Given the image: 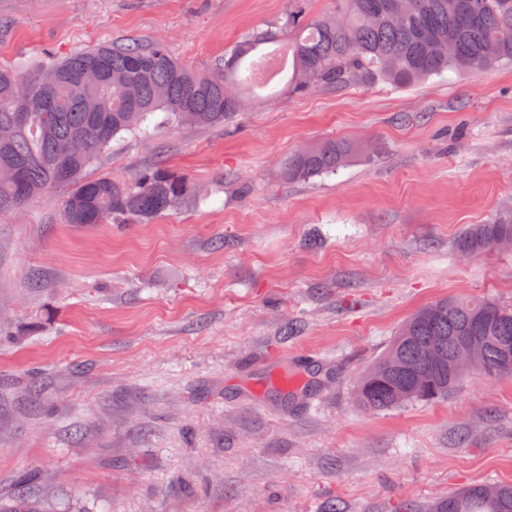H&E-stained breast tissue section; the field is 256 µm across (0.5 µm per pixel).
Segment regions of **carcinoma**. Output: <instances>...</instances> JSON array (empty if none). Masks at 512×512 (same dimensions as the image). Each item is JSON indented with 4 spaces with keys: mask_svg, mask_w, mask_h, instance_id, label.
Returning <instances> with one entry per match:
<instances>
[{
    "mask_svg": "<svg viewBox=\"0 0 512 512\" xmlns=\"http://www.w3.org/2000/svg\"><path fill=\"white\" fill-rule=\"evenodd\" d=\"M290 0L284 28L288 41L287 88L293 92L343 91L374 82L407 87L452 72L475 77L512 64V0H336L330 16H312ZM279 32L251 34L207 71L195 70L163 39L148 45L108 42L82 49L25 73L0 67V212H17L63 189L67 224H147L168 212L198 204L208 195L171 168L158 164L131 181L85 170L123 133L145 135L157 112L182 126H223L243 109L242 65L274 42ZM359 155L348 140L326 138L288 156L284 175L305 182L334 173ZM512 240V211L472 224L457 239L472 256L502 250ZM466 336L481 337L471 374L512 376V307L484 297H452L417 310L359 380L358 404L386 411L451 394L460 375L448 364L409 398L411 385L397 361L413 364L431 345L448 357ZM424 512H512V484L467 486L432 502Z\"/></svg>",
    "mask_w": 512,
    "mask_h": 512,
    "instance_id": "carcinoma-1",
    "label": "carcinoma"
}]
</instances>
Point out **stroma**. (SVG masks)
<instances>
[{"instance_id": "obj_1", "label": "stroma", "mask_w": 512, "mask_h": 512, "mask_svg": "<svg viewBox=\"0 0 512 512\" xmlns=\"http://www.w3.org/2000/svg\"><path fill=\"white\" fill-rule=\"evenodd\" d=\"M288 0H0V66L167 40L199 70ZM359 158L306 183L288 153ZM163 163L209 200L148 224L60 220L62 193L0 213V497L46 512H421L512 483V378L374 413L358 378L419 308L512 305V252L461 256L512 209V66L470 79L289 93L228 125L123 134L89 175ZM300 325L293 336L288 324ZM329 371L293 402L275 376ZM358 155L359 148L355 143L326 138L290 154L283 171L288 181L305 182L317 175L336 172Z\"/></svg>"}]
</instances>
